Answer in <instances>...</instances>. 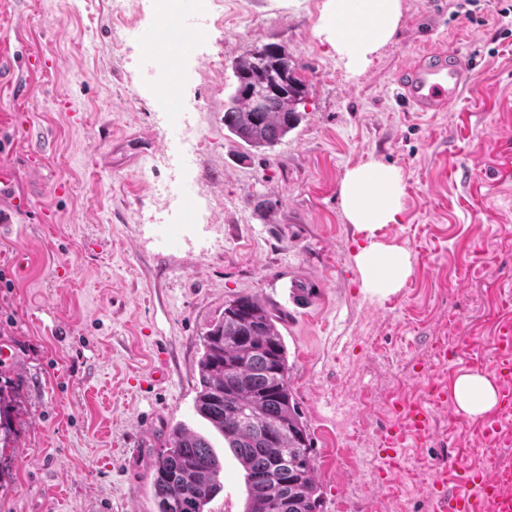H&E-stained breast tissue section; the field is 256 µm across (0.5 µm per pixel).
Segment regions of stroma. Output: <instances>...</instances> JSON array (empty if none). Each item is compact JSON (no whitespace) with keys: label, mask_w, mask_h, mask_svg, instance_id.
<instances>
[{"label":"stroma","mask_w":512,"mask_h":512,"mask_svg":"<svg viewBox=\"0 0 512 512\" xmlns=\"http://www.w3.org/2000/svg\"><path fill=\"white\" fill-rule=\"evenodd\" d=\"M324 0H224L200 27L179 111L203 142L189 172L211 228L168 229L153 192L179 148L144 61L150 14L116 26L110 0H0V158L15 172L0 210V383L14 388L0 446V512H155L151 454L178 425L224 463L211 512H244V472L195 412L202 337L225 300L251 295L284 315L290 384L313 444L324 512H432L431 459L471 454L484 418L434 406L464 371L491 373L498 316H512V0H401L392 38L348 70L317 34ZM285 46L309 95L273 151L224 129L232 61ZM424 48L460 53L472 85L448 112H410L400 66ZM399 169L403 210L377 233L406 249L402 288L365 295L361 242L341 208L346 172ZM24 268H17V258ZM315 282L300 300L292 285ZM450 342L455 356L439 358ZM430 412L398 473L379 474L394 401ZM351 462L338 468L339 455Z\"/></svg>","instance_id":"1"}]
</instances>
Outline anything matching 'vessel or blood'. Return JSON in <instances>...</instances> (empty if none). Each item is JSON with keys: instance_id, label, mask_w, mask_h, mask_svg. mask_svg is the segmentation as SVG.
Here are the masks:
<instances>
[{"instance_id": "vessel-or-blood-1", "label": "vessel or blood", "mask_w": 512, "mask_h": 512, "mask_svg": "<svg viewBox=\"0 0 512 512\" xmlns=\"http://www.w3.org/2000/svg\"><path fill=\"white\" fill-rule=\"evenodd\" d=\"M397 93L413 112H447L470 87L469 68L455 52L430 49L418 54L413 62L401 68L395 81ZM496 345L501 352L495 371L501 379L498 386L500 410L512 414V323L501 325ZM404 423L393 430L386 458L401 454L407 439L425 437L430 427L427 411L422 406L404 409ZM433 512H478L481 502L496 504L499 512H512V500L503 498L500 488L512 482V467L493 472L482 470L461 476V490L446 491L447 468L434 471Z\"/></svg>"}]
</instances>
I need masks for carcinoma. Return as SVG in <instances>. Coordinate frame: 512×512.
<instances>
[{"label": "carcinoma", "mask_w": 512, "mask_h": 512, "mask_svg": "<svg viewBox=\"0 0 512 512\" xmlns=\"http://www.w3.org/2000/svg\"><path fill=\"white\" fill-rule=\"evenodd\" d=\"M234 91L224 130L271 152L301 119L308 83L285 46L248 49L232 63ZM259 88L262 99L245 89ZM276 309L251 295L224 302L204 336L195 411L233 452L246 482L245 512H323L312 438L290 385L288 349ZM15 394L0 386V442L12 435ZM223 462L208 439L176 426L158 449L150 482L156 512H210L224 489Z\"/></svg>", "instance_id": "1"}]
</instances>
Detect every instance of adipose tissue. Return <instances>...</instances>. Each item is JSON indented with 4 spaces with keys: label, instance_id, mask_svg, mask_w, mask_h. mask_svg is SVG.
<instances>
[{
    "label": "adipose tissue",
    "instance_id": "ef3b65f1",
    "mask_svg": "<svg viewBox=\"0 0 512 512\" xmlns=\"http://www.w3.org/2000/svg\"><path fill=\"white\" fill-rule=\"evenodd\" d=\"M401 16V0H326L318 34L347 67L359 69L391 39ZM340 195L346 220L364 239L355 255L363 292L382 298L398 291L411 272L410 255L378 241L375 232L395 223L402 210L404 186L399 171L378 162L350 169ZM453 400L459 412L482 417L496 409L498 388L482 372L468 371L457 377Z\"/></svg>",
    "mask_w": 512,
    "mask_h": 512
}]
</instances>
